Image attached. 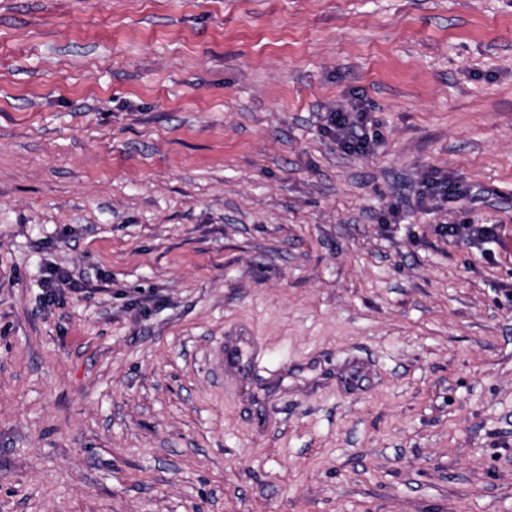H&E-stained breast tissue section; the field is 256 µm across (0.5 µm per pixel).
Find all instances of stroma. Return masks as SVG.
<instances>
[{
    "label": "stroma",
    "mask_w": 512,
    "mask_h": 512,
    "mask_svg": "<svg viewBox=\"0 0 512 512\" xmlns=\"http://www.w3.org/2000/svg\"><path fill=\"white\" fill-rule=\"evenodd\" d=\"M0 512H512V0H0ZM372 106L362 97L350 104L336 105L326 112L324 130L344 151L373 153L382 141L376 124L370 118ZM421 187L418 191V197L422 206L425 205L426 201H433L441 194L444 198L449 196L461 197L465 194V189L461 183L447 177L428 176L422 182ZM436 231L445 237L465 236L477 243H485L496 237V227L493 224H439ZM67 284H70L71 289H76L75 285H72L68 273L55 266L48 267L42 283L47 303H55L59 300L61 294H63L62 290H64L60 286ZM266 347L259 336L247 331L222 336L212 355V365L224 384L237 389L240 382H247L265 393L270 377L262 373Z\"/></svg>",
    "instance_id": "obj_1"
}]
</instances>
